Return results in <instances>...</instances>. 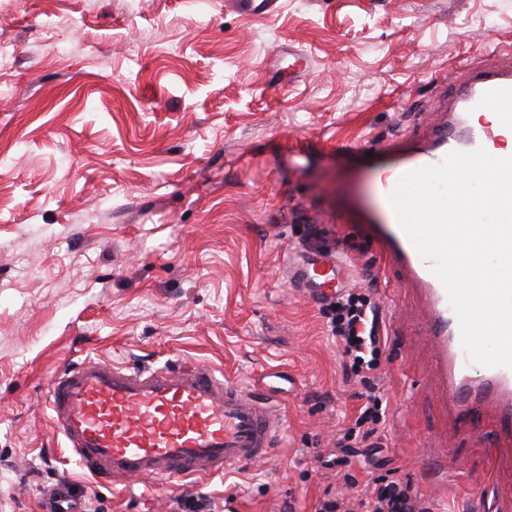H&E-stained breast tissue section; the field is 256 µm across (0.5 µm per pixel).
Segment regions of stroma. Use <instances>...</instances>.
Segmentation results:
<instances>
[{
  "instance_id": "obj_1",
  "label": "stroma",
  "mask_w": 512,
  "mask_h": 512,
  "mask_svg": "<svg viewBox=\"0 0 512 512\" xmlns=\"http://www.w3.org/2000/svg\"><path fill=\"white\" fill-rule=\"evenodd\" d=\"M493 42L512 45V0H0V512H43L62 484L86 512H315L377 469L431 512H512V443L443 402L417 299L373 234L376 170ZM296 245L347 261L388 338L386 439L351 449L352 486L323 461L362 387L288 280ZM89 353L283 391L286 440L221 475L90 476L44 389Z\"/></svg>"
}]
</instances>
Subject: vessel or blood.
Segmentation results:
<instances>
[{
  "mask_svg": "<svg viewBox=\"0 0 512 512\" xmlns=\"http://www.w3.org/2000/svg\"><path fill=\"white\" fill-rule=\"evenodd\" d=\"M502 65L472 68L442 113L433 135L379 170L381 198L400 178L441 164L453 151L494 152L503 132H512V48L497 47ZM497 107L496 122L475 125L473 113ZM380 256L403 272L421 293L424 331L432 340L434 372L447 399L473 418L489 414L495 425L512 426V368L470 360L448 294L386 209L378 230ZM307 297L322 303L346 286L335 255L296 264ZM46 400L56 432L76 463L116 484L142 478L164 480L210 476L248 468L275 456L286 432L280 400L212 367H131L99 356L53 373Z\"/></svg>",
  "mask_w": 512,
  "mask_h": 512,
  "instance_id": "b4317fda",
  "label": "vessel or blood"
}]
</instances>
